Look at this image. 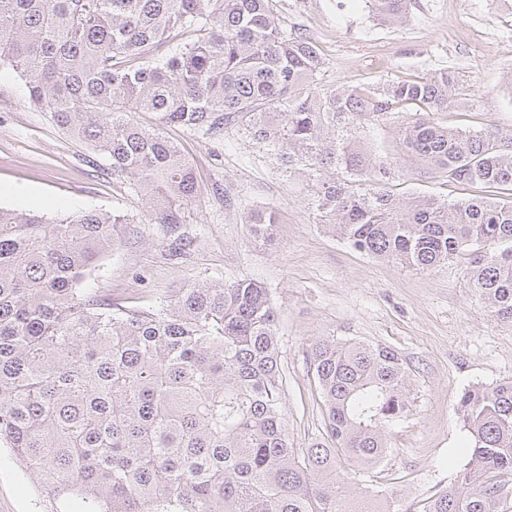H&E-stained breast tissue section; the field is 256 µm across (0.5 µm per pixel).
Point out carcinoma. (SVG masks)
Returning a JSON list of instances; mask_svg holds the SVG:
<instances>
[{
	"label": "carcinoma",
	"instance_id": "carcinoma-1",
	"mask_svg": "<svg viewBox=\"0 0 512 512\" xmlns=\"http://www.w3.org/2000/svg\"><path fill=\"white\" fill-rule=\"evenodd\" d=\"M394 24L410 0H370ZM0 63L31 107L105 158L148 200L144 219L181 224L192 164L165 135L209 139L224 126L312 182L319 223L353 249L424 270L470 257V281L512 319V141L438 126L401 128L406 152L486 196L403 204L396 175L358 146L360 129L408 105L447 112L454 75L369 90L316 86L322 58L281 27L274 0H0ZM150 112L141 126L133 113ZM134 219L88 210L45 217L0 208V442L45 489L81 512H508L512 379L458 397L470 434L455 484L420 507L351 485L393 449L386 429L410 412L409 367L382 343L309 344L325 437L296 448L267 289L250 279L186 284L148 308H123L82 284ZM277 215L253 211L268 239Z\"/></svg>",
	"mask_w": 512,
	"mask_h": 512
}]
</instances>
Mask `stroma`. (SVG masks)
I'll list each match as a JSON object with an SVG mask.
<instances>
[{
    "instance_id": "obj_1",
    "label": "stroma",
    "mask_w": 512,
    "mask_h": 512,
    "mask_svg": "<svg viewBox=\"0 0 512 512\" xmlns=\"http://www.w3.org/2000/svg\"><path fill=\"white\" fill-rule=\"evenodd\" d=\"M281 25L307 37L323 65L319 88L377 87L429 76L455 78L456 108L434 113L451 129L512 139V0H411L407 20L382 23L368 0H277ZM414 109L371 127L361 144L402 160L388 190L400 201L433 196L454 203L481 196L479 185L448 183L403 158L399 129ZM192 163L198 193L178 228L142 222L144 202L112 176L107 159L83 165L80 144L47 113L30 107L21 77L0 67V207L56 215L85 209L133 216L128 235L86 285L122 307H146L182 284L253 279L277 311L284 409L295 447L324 432L323 403L307 356L318 336H350L398 351L410 367L413 411L389 428L397 454L384 469L358 476L375 490L423 501L450 486L467 433L455 413L466 388L512 379V322L475 296L457 259L416 271L350 248L318 224L304 176L229 124L219 140L169 127ZM275 208L271 239L252 233L248 215ZM0 512H61L36 474L0 443Z\"/></svg>"
}]
</instances>
